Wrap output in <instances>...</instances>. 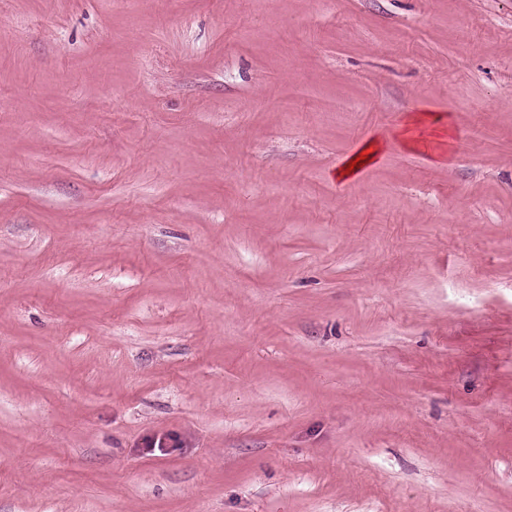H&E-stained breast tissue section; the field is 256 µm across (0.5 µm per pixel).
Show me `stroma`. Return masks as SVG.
Here are the masks:
<instances>
[{
	"mask_svg": "<svg viewBox=\"0 0 512 512\" xmlns=\"http://www.w3.org/2000/svg\"><path fill=\"white\" fill-rule=\"evenodd\" d=\"M0 512H512V0H0ZM381 151V144L376 141L372 140L365 144H363L358 151L344 164L341 175L342 177H350L356 174V172L361 169L362 167L369 165L373 163L378 156V154ZM358 155H361V159L358 160V166H355L354 169H351L350 161L354 160L358 157ZM362 157H365V160H362Z\"/></svg>",
	"mask_w": 512,
	"mask_h": 512,
	"instance_id": "obj_1",
	"label": "stroma"
}]
</instances>
